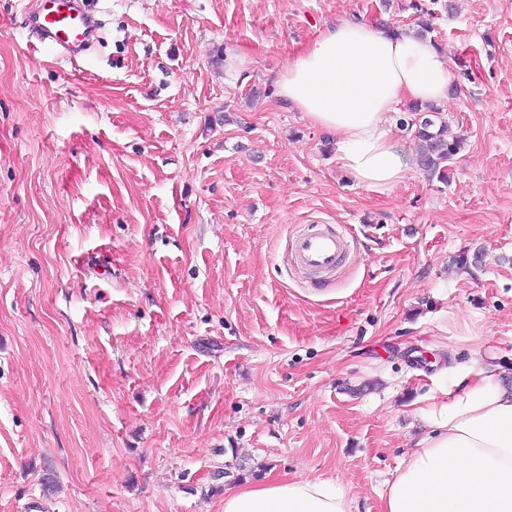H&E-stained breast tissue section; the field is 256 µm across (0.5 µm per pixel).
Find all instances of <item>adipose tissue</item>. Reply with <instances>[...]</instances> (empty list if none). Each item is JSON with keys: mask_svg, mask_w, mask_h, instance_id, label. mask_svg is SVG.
Instances as JSON below:
<instances>
[{"mask_svg": "<svg viewBox=\"0 0 512 512\" xmlns=\"http://www.w3.org/2000/svg\"><path fill=\"white\" fill-rule=\"evenodd\" d=\"M451 79L448 54L432 38L344 19L320 28L275 85L282 105L333 133L341 168L383 194L411 169L394 112L446 101ZM414 415L424 432L389 482L382 512H512V389L498 367L470 359ZM223 512H353V500L333 478L268 476L225 490Z\"/></svg>", "mask_w": 512, "mask_h": 512, "instance_id": "1", "label": "adipose tissue"}]
</instances>
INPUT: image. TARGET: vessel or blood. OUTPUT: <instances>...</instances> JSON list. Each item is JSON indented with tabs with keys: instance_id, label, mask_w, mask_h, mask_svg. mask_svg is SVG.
<instances>
[{
	"instance_id": "obj_1",
	"label": "vessel or blood",
	"mask_w": 512,
	"mask_h": 512,
	"mask_svg": "<svg viewBox=\"0 0 512 512\" xmlns=\"http://www.w3.org/2000/svg\"><path fill=\"white\" fill-rule=\"evenodd\" d=\"M24 24L40 44L72 63L83 58L96 37L91 0H36L35 8L25 13ZM348 244L346 234L316 226L292 237L290 254L298 267L322 277L335 272Z\"/></svg>"
}]
</instances>
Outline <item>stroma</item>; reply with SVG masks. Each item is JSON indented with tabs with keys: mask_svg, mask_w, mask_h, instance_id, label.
Instances as JSON below:
<instances>
[{
	"mask_svg": "<svg viewBox=\"0 0 512 512\" xmlns=\"http://www.w3.org/2000/svg\"><path fill=\"white\" fill-rule=\"evenodd\" d=\"M421 2L464 146L443 183L399 130L376 194L273 78L412 0H100L76 67L0 0V512H223L284 474L381 512L414 401L476 355L512 386V0ZM312 224L351 236L319 285L285 267Z\"/></svg>",
	"mask_w": 512,
	"mask_h": 512,
	"instance_id": "35a3bbf8",
	"label": "stroma"
}]
</instances>
